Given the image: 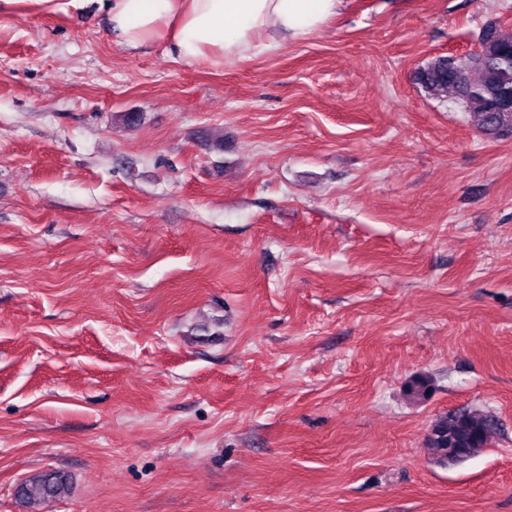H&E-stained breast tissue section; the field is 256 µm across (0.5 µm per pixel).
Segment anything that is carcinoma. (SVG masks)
<instances>
[{
  "instance_id": "carcinoma-1",
  "label": "carcinoma",
  "mask_w": 512,
  "mask_h": 512,
  "mask_svg": "<svg viewBox=\"0 0 512 512\" xmlns=\"http://www.w3.org/2000/svg\"><path fill=\"white\" fill-rule=\"evenodd\" d=\"M416 80L431 98H444L453 91L471 123L486 138L499 140L512 136V30L494 22L486 26L480 49L454 59L437 56L420 68ZM430 377L418 375L406 386L412 402L428 397ZM492 419L477 410L438 416L425 436L424 447L434 460L448 464L450 448H485L494 434ZM67 491L65 476L48 472L19 485L18 497L24 502H50Z\"/></svg>"
}]
</instances>
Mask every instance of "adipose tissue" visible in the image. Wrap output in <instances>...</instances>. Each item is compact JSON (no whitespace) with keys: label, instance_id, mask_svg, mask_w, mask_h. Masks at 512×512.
I'll use <instances>...</instances> for the list:
<instances>
[{"label":"adipose tissue","instance_id":"ef3b65f1","mask_svg":"<svg viewBox=\"0 0 512 512\" xmlns=\"http://www.w3.org/2000/svg\"><path fill=\"white\" fill-rule=\"evenodd\" d=\"M342 0H110L113 33L126 46L168 41L186 63H220L314 34Z\"/></svg>","mask_w":512,"mask_h":512}]
</instances>
